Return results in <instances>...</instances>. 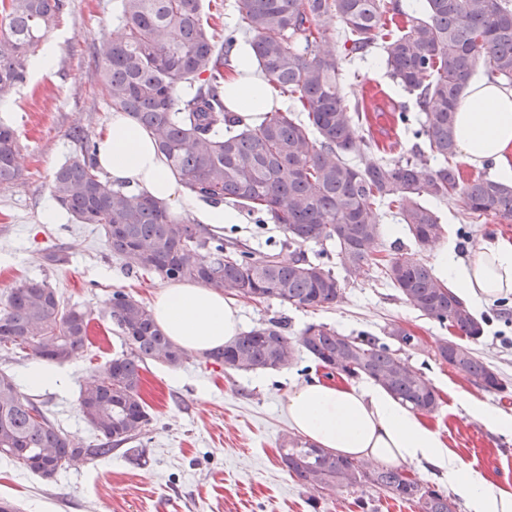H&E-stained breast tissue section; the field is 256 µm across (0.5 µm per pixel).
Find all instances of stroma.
<instances>
[{
  "instance_id": "35a3bbf8",
  "label": "stroma",
  "mask_w": 512,
  "mask_h": 512,
  "mask_svg": "<svg viewBox=\"0 0 512 512\" xmlns=\"http://www.w3.org/2000/svg\"><path fill=\"white\" fill-rule=\"evenodd\" d=\"M65 3L45 35L57 47L52 77L28 76L9 97V111L0 114L19 142V173L11 184L0 186V300L18 282L37 279L90 311L85 348L60 365L52 384L22 388L44 402L75 446L85 448L98 439L79 411V393L99 367L126 349L121 329L105 315L107 301L121 289L148 305L165 282L151 273L129 271L122 258L109 252L98 225L78 223L68 214L55 224L41 221L52 198L55 170L79 153L72 132L83 130L95 140L112 119L95 47L119 26L117 0ZM342 84L363 108L360 137L383 149L394 144L405 152L411 149L412 133L394 122L392 111L414 107V99L392 81L377 55L344 60ZM436 210L458 258H466L481 242L512 239V223L495 220L470 228L459 199L437 203ZM377 217L386 228V255L433 263L435 249L419 248L388 208H379ZM223 232L259 251L279 248L285 238L281 228L257 227L243 212ZM49 252L57 254V262L45 261ZM238 305L243 329L274 319L293 339L311 323L347 335L365 330L378 336L388 324L402 323L420 339L409 354L410 364L424 373L442 400L429 422L443 430L449 448L485 479L499 485L512 482V433L490 432L455 399L463 391L512 415V394L487 392L439 359L436 347L448 330L420 316L395 289L360 280L348 283L343 298L328 307L245 298ZM480 312L489 321L474 348L512 382V296L482 306ZM316 374L314 361L301 352L277 370L227 371L205 362L198 352L176 367L147 362L141 394L151 422L131 449L77 463L52 480L0 461V497L18 504L21 512H418L378 490H367L362 497L345 488L317 493L289 475L279 457L281 444L292 434L283 403L292 385Z\"/></svg>"
}]
</instances>
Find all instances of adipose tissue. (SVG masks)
<instances>
[{
	"mask_svg": "<svg viewBox=\"0 0 512 512\" xmlns=\"http://www.w3.org/2000/svg\"><path fill=\"white\" fill-rule=\"evenodd\" d=\"M235 75L224 84V101L231 111L252 117L268 106L269 84L253 65L247 48H240ZM456 138L468 165H492L502 178L512 179V89L489 81L469 84L457 107ZM97 169L115 184L146 193L173 205L215 229L234 223L236 212L210 204L186 192L156 148V137L121 112L98 141ZM442 275L475 305L512 294V241H489L458 262L452 249L437 253ZM152 312L168 336L188 350L224 346L241 328L239 308L223 293L196 283H175L153 300ZM290 427L336 455L385 465L413 463L419 478L440 476L462 497L468 512H512V488L485 480L448 449L440 428L400 405L374 382L354 384L346 378L314 379L289 390L284 406Z\"/></svg>",
	"mask_w": 512,
	"mask_h": 512,
	"instance_id": "adipose-tissue-1",
	"label": "adipose tissue"
}]
</instances>
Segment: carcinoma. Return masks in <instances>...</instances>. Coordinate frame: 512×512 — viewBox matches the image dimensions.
<instances>
[{"mask_svg":"<svg viewBox=\"0 0 512 512\" xmlns=\"http://www.w3.org/2000/svg\"><path fill=\"white\" fill-rule=\"evenodd\" d=\"M65 8L64 0H10L0 32V100L26 79L30 58ZM420 15L397 0H236L234 25L219 34L203 17V0H119L123 36L103 38L95 54L114 112L151 130L171 169L196 196L232 203L256 224H275L288 246L331 241L338 276L323 263L291 252H255L231 237L170 212L169 206L101 179L91 162L94 143L77 134L80 155L53 174L56 202L82 224H97L109 251L136 270L163 280L195 281L254 301L276 299L317 308L342 299L348 280L382 277L420 315L452 337L438 356L484 389L501 393L498 377L472 344L483 334L474 314L432 266L414 258L385 259L378 245L383 225L376 206L397 208L398 223L421 247L437 242L444 227L432 203L456 196L465 217L512 220V184L481 176L463 181L450 163L457 149L455 114L478 66L487 78L512 86V0H419ZM331 15L345 34L344 55L330 44L319 18ZM404 25L388 29L396 17ZM250 38L258 68L272 89L299 107H273L244 117L224 105L223 85L238 39ZM380 50L389 77L415 97L410 119L398 123L416 140L411 154L373 156L376 143L358 146L362 115L350 111L341 91L342 57ZM15 130L0 124V186L18 175ZM356 153L359 163L347 155ZM436 166L428 165L429 161ZM107 316L124 334L127 351L106 362L79 397L83 418L98 432L91 448L70 446L44 406L0 372V459L18 463L43 479L84 460L112 454L139 437L150 423L140 395L148 361L179 366L186 351L157 324L151 309L121 289L112 292ZM88 313L61 300L46 282H19L0 302V345H11L35 362L61 365L88 339ZM401 339H393L394 335ZM384 335H345L323 323L307 325L296 340L278 321L244 331L224 347L204 353L226 370H276L304 352L322 368L370 379L413 412L432 414L439 396L404 354L419 338L399 323ZM282 464L304 487H371L419 512H456L443 491L423 486L391 466L363 468L300 438L280 448Z\"/></svg>","mask_w":512,"mask_h":512,"instance_id":"1","label":"carcinoma"}]
</instances>
